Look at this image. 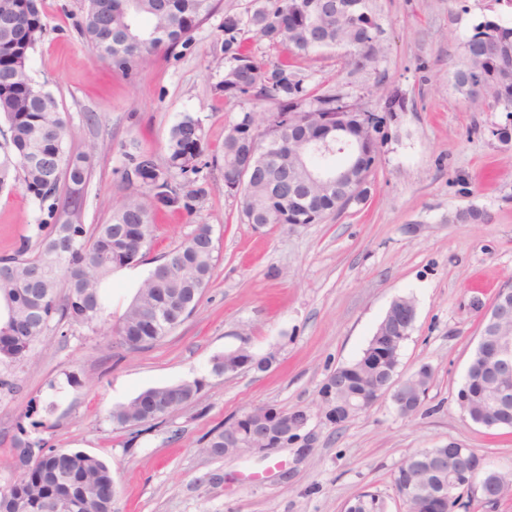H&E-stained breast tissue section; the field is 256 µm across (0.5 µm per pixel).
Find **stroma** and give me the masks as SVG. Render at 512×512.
<instances>
[{
	"mask_svg": "<svg viewBox=\"0 0 512 512\" xmlns=\"http://www.w3.org/2000/svg\"><path fill=\"white\" fill-rule=\"evenodd\" d=\"M265 2L224 0L188 45L157 51L124 74L80 35L85 0H41L46 31L29 75L67 117V151L91 154L82 223H107L128 195L120 177L127 154L165 163L169 130L182 115L201 119L208 155H221L240 112L219 90L229 65L224 16L249 18ZM372 9L385 30L378 72L353 69L340 49L295 63L309 91L339 90L375 112L382 95L405 97L406 111L385 123L368 199L319 224H249L239 198L225 195L222 170L202 169L208 193L192 209L159 211L147 260L114 276L107 291L120 315L154 258L209 224L218 259L195 311L136 351L117 347L109 327L76 326L48 331L22 369L0 363V376L16 384L0 391V487L15 475L17 437L105 460L118 485L117 512H345L366 491L382 496L387 512H402L393 472L415 450L450 441L512 473V430L475 424L457 400L479 339L477 306L512 280V143L492 135L512 116L474 111L453 85L473 26L486 16L512 22V7L372 0ZM471 205L487 222H449ZM47 219L23 187L0 192V255ZM400 295L413 299L416 318L398 371H433L423 408L404 417L384 397L343 426L329 424L317 406L321 387L362 354ZM242 345L276 352L277 361L264 372L215 374L213 358ZM194 381V401L151 425L120 427L109 417L143 390ZM262 403L308 411L311 445L299 441L265 458L205 453L209 433Z\"/></svg>",
	"mask_w": 512,
	"mask_h": 512,
	"instance_id": "stroma-1",
	"label": "stroma"
}]
</instances>
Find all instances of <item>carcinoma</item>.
<instances>
[{
    "instance_id": "1",
    "label": "carcinoma",
    "mask_w": 512,
    "mask_h": 512,
    "mask_svg": "<svg viewBox=\"0 0 512 512\" xmlns=\"http://www.w3.org/2000/svg\"><path fill=\"white\" fill-rule=\"evenodd\" d=\"M220 0H87L80 32L99 56L126 71L146 62L159 49L187 43L193 31L217 10ZM0 115L8 124V137L0 142V190L21 184L40 203L57 196L67 182L63 202L65 219L37 225L36 248L24 242L14 253L0 256V362L21 367L30 360L34 345L55 323L91 330L107 321L104 293L112 275L145 257L153 235V209L157 206L191 209V201L207 193L203 185L184 190L175 174L199 172L204 153L201 120L185 114L174 124L167 140V163L158 165L147 153L130 154L122 180L145 188L112 210L106 224L85 225L80 217L86 201L89 153H69L65 141L68 122L62 112L43 105L41 89L27 68L30 52L40 41L45 24L38 0H0ZM224 55L234 62L233 78L219 85L224 99L249 97L274 105L277 119L268 121L255 137L246 131L255 113L243 110L224 136L222 169L229 181L237 167L254 161L251 178L240 192L241 213L249 224H274L268 205L271 186L288 190L291 161L283 159L272 139L290 140L300 150L308 138L320 137L326 119L341 115L353 155L314 156L316 169L341 166L350 187L341 194L314 188L307 218L288 216L290 224H316L338 214L351 203L362 202L369 192V166L380 145L368 138V126L382 120L356 99L339 91L309 93L304 76L286 63L256 61L243 50L245 36L254 34L270 46L287 44L307 57L323 49L345 50L348 64L358 70H377L384 28L370 0H274L256 9L242 23L224 16ZM463 60L453 73L455 88L473 105L512 113V25L498 17L478 22L463 43ZM486 213L476 207L458 210L451 222L482 223ZM213 229L197 225L189 238L158 259L171 271L167 280L151 270L139 286L113 332L119 344L131 349L152 345L180 325L194 310L211 281L216 263ZM390 348L376 334L362 355L338 367L347 381L342 401L361 393L367 382L387 364ZM429 366H421L409 379L407 392L415 402L425 401L432 382ZM473 398L471 410L486 404L489 389L476 378L465 381ZM171 386L144 390L128 403L112 409L117 425L148 424L170 414L160 406ZM16 477L0 488V512H114L117 486L109 467L83 451L43 448L22 438L13 442ZM205 451L224 455V431L211 432ZM384 500L363 493L348 512H382Z\"/></svg>"
}]
</instances>
